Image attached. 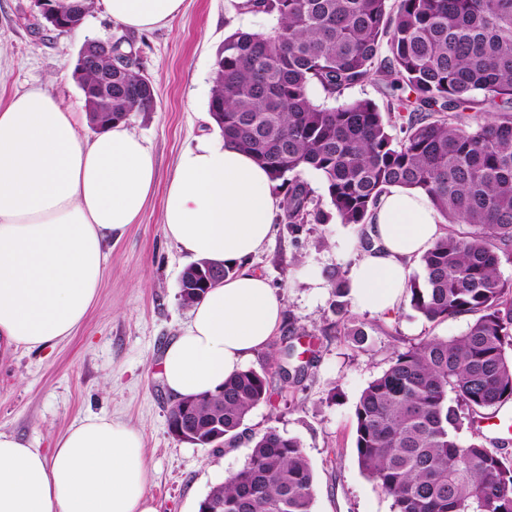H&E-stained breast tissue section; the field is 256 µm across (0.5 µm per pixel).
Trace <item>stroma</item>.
<instances>
[{"label": "stroma", "instance_id": "stroma-1", "mask_svg": "<svg viewBox=\"0 0 512 512\" xmlns=\"http://www.w3.org/2000/svg\"><path fill=\"white\" fill-rule=\"evenodd\" d=\"M236 0H184L160 28L139 33L89 12L68 33H34V0H0V98L35 86L63 106L82 99L73 71L86 41L125 38L157 91V108L128 124L153 153L158 183L139 223L109 247L108 271L76 334L42 351L0 349V431L51 452L78 418L98 414L137 428L153 477L146 488L159 512H197L216 485L239 470L252 436L275 429L297 438L314 474V512H391L390 498L362 472L355 449V405L367 384L398 351L427 336L460 335L471 318L427 321L401 302L394 317L332 312L335 278L347 275L359 248L358 229L329 217L324 224L275 223L266 248L250 265L268 278L284 308L293 342L313 364L303 380L253 409L247 434L223 448L201 447L170 434L173 403L161 357L187 321L179 279L189 256L163 231L162 210L178 155L215 132L208 107L216 54L242 27L262 31L269 20L244 14Z\"/></svg>", "mask_w": 512, "mask_h": 512}]
</instances>
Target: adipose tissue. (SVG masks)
Listing matches in <instances>:
<instances>
[{"label": "adipose tissue", "instance_id": "adipose-tissue-1", "mask_svg": "<svg viewBox=\"0 0 512 512\" xmlns=\"http://www.w3.org/2000/svg\"><path fill=\"white\" fill-rule=\"evenodd\" d=\"M112 20L148 32L184 0H100ZM83 104L66 107L36 86L0 102V343L28 351L73 336L108 266L107 246L137 223L158 170L126 123L84 136ZM284 208L267 171L222 135L184 150L168 181L163 228L197 260L231 265V278L190 309L161 360L174 399L218 390L267 347L282 305L249 260ZM373 242L348 270L355 311L391 314L413 263L446 233L421 192L384 193L368 228ZM140 432L107 416L75 421L52 453L0 431V512H159Z\"/></svg>", "mask_w": 512, "mask_h": 512}]
</instances>
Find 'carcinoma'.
<instances>
[{
  "label": "carcinoma",
  "mask_w": 512,
  "mask_h": 512,
  "mask_svg": "<svg viewBox=\"0 0 512 512\" xmlns=\"http://www.w3.org/2000/svg\"><path fill=\"white\" fill-rule=\"evenodd\" d=\"M266 15L265 32L238 28L217 54L209 112L224 139L251 154L283 192L286 224L328 218L304 172L319 175L343 224L365 233L380 197L401 186L423 192L448 223L407 288L430 322L474 319L451 338L427 336L396 354L355 406L356 453L392 512H512V457L487 446L478 425L512 401V0H243ZM102 53L77 79L106 125L153 112L155 88L140 73L112 72V97L96 94ZM376 84L370 99L316 104ZM473 111L459 112L460 106ZM398 133H393L394 129ZM234 268L195 261L183 279ZM310 361L281 367L282 388ZM274 396L267 372L241 370L219 394L175 402L196 426L235 443L250 412ZM472 439L461 442L460 432ZM248 461L205 500L214 512H313L314 476L300 442L268 429Z\"/></svg>",
  "instance_id": "1"
}]
</instances>
